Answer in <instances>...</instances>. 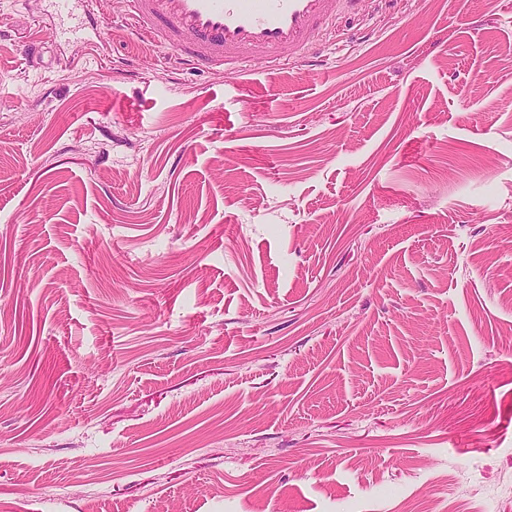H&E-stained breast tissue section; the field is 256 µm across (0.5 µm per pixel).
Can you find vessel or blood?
I'll return each mask as SVG.
<instances>
[{
    "label": "vessel or blood",
    "mask_w": 512,
    "mask_h": 512,
    "mask_svg": "<svg viewBox=\"0 0 512 512\" xmlns=\"http://www.w3.org/2000/svg\"><path fill=\"white\" fill-rule=\"evenodd\" d=\"M357 0H126L131 21L154 22L178 56L242 75L251 58L302 59Z\"/></svg>",
    "instance_id": "vessel-or-blood-1"
}]
</instances>
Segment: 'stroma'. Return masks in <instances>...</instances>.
<instances>
[{
	"mask_svg": "<svg viewBox=\"0 0 512 512\" xmlns=\"http://www.w3.org/2000/svg\"><path fill=\"white\" fill-rule=\"evenodd\" d=\"M0 0V512H512V0H359L247 76Z\"/></svg>",
	"mask_w": 512,
	"mask_h": 512,
	"instance_id": "obj_1",
	"label": "stroma"
}]
</instances>
